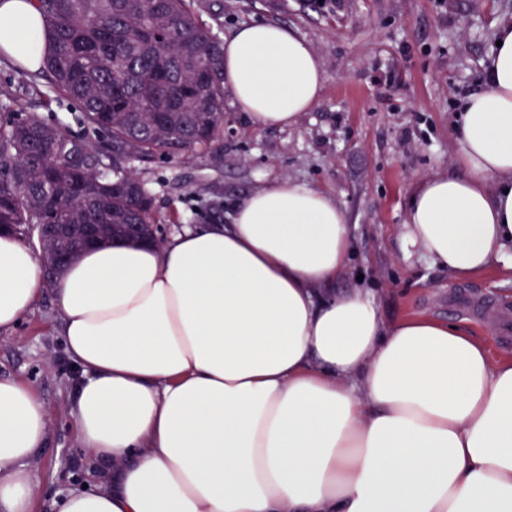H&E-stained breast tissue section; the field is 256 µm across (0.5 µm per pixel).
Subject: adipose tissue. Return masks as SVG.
<instances>
[{"instance_id": "obj_1", "label": "adipose tissue", "mask_w": 512, "mask_h": 512, "mask_svg": "<svg viewBox=\"0 0 512 512\" xmlns=\"http://www.w3.org/2000/svg\"><path fill=\"white\" fill-rule=\"evenodd\" d=\"M494 37L485 88L457 116L462 172L414 188L401 238L459 281L512 271V22ZM0 50L44 56L28 0H0ZM324 84L288 27L224 40V86L256 127L295 124ZM350 249L333 197L283 178L230 223L83 250L52 299L82 369V448L112 472L54 512H512V361L491 364L450 322H386L370 291L333 293ZM43 281L0 236V330ZM48 429L35 391L0 377V512H31L27 462Z\"/></svg>"}]
</instances>
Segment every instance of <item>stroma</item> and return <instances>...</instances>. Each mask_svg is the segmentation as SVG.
I'll return each instance as SVG.
<instances>
[{"label": "stroma", "instance_id": "stroma-1", "mask_svg": "<svg viewBox=\"0 0 512 512\" xmlns=\"http://www.w3.org/2000/svg\"><path fill=\"white\" fill-rule=\"evenodd\" d=\"M199 19L218 36L267 21L293 29L319 55L321 99L289 127L258 128L232 96L224 98V133L188 156L130 161L153 197L151 220L170 238L186 226L227 222L235 202L261 180L290 178L328 192L347 216L352 249L337 290L362 286L376 295L386 321L429 317L464 328L491 362L512 359L496 312L512 304V273L499 267L464 282L418 257H404L400 237L408 198L435 174L459 172L456 112L482 91L495 26L512 22V0H221ZM0 89L19 96L22 116L101 140L73 102L54 98L46 79L0 53ZM490 305L471 317L461 297ZM61 335V318L44 291L10 331L0 332V376L34 388L49 433L29 461L36 476L33 512L74 485L94 486L100 470L82 451L69 401L78 377Z\"/></svg>", "mask_w": 512, "mask_h": 512}]
</instances>
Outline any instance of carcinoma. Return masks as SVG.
Here are the masks:
<instances>
[{
	"label": "carcinoma",
	"instance_id": "1",
	"mask_svg": "<svg viewBox=\"0 0 512 512\" xmlns=\"http://www.w3.org/2000/svg\"><path fill=\"white\" fill-rule=\"evenodd\" d=\"M46 27L41 73L77 102L107 146L62 125L17 117L0 125V229L39 234L45 284L84 249L116 240L161 245L152 199L122 166L215 142L224 131V43L194 0H28ZM112 154V165L103 161Z\"/></svg>",
	"mask_w": 512,
	"mask_h": 512
}]
</instances>
